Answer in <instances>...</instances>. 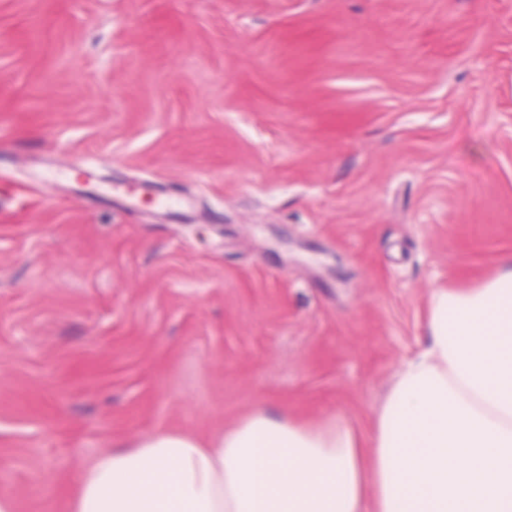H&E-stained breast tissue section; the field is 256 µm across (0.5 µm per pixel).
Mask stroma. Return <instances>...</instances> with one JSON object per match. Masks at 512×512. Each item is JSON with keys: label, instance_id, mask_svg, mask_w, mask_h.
<instances>
[{"label": "stroma", "instance_id": "obj_1", "mask_svg": "<svg viewBox=\"0 0 512 512\" xmlns=\"http://www.w3.org/2000/svg\"><path fill=\"white\" fill-rule=\"evenodd\" d=\"M509 270L512 0H0L14 512L260 408L368 446L433 294Z\"/></svg>", "mask_w": 512, "mask_h": 512}]
</instances>
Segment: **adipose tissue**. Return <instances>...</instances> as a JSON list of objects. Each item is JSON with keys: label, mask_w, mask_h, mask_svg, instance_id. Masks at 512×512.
Here are the masks:
<instances>
[{"label": "adipose tissue", "mask_w": 512, "mask_h": 512, "mask_svg": "<svg viewBox=\"0 0 512 512\" xmlns=\"http://www.w3.org/2000/svg\"><path fill=\"white\" fill-rule=\"evenodd\" d=\"M363 454L336 421L256 410L202 443L158 432L86 465L70 512H512V271L438 291Z\"/></svg>", "instance_id": "1"}]
</instances>
